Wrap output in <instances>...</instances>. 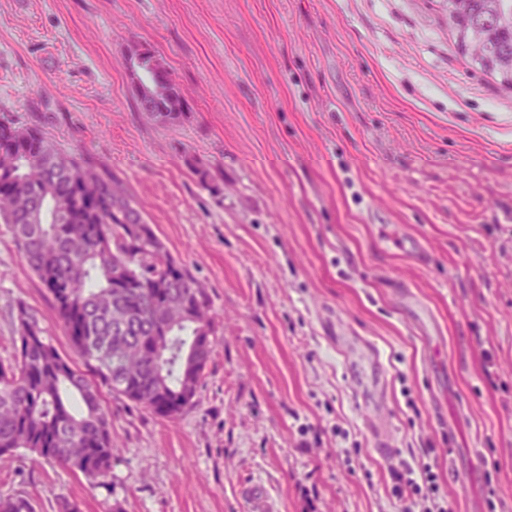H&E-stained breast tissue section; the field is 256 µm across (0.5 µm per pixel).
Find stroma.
Wrapping results in <instances>:
<instances>
[{
    "label": "stroma",
    "mask_w": 512,
    "mask_h": 512,
    "mask_svg": "<svg viewBox=\"0 0 512 512\" xmlns=\"http://www.w3.org/2000/svg\"><path fill=\"white\" fill-rule=\"evenodd\" d=\"M144 48L176 123L137 107ZM1 117L121 182L214 319L195 407L105 396L106 479L22 448L0 494L250 512L258 482L276 512H399L392 470L425 461L452 512H512V90L442 0H0ZM20 301L71 354L0 223L2 359ZM138 106L141 112H149L155 119L162 122H171L177 120L183 114L184 102L180 96L179 88L174 83L169 93L160 95L158 100H153L152 108L142 106L140 99ZM163 110L165 112H162Z\"/></svg>",
    "instance_id": "stroma-1"
}]
</instances>
